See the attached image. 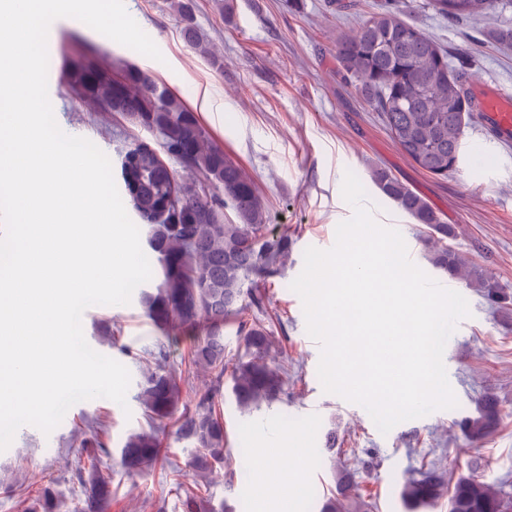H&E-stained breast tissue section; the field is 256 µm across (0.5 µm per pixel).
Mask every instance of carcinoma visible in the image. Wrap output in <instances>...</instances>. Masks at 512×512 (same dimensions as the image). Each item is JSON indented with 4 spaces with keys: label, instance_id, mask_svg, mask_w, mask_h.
I'll return each instance as SVG.
<instances>
[{
    "label": "carcinoma",
    "instance_id": "cac0c4a2",
    "mask_svg": "<svg viewBox=\"0 0 512 512\" xmlns=\"http://www.w3.org/2000/svg\"><path fill=\"white\" fill-rule=\"evenodd\" d=\"M512 0H432L436 12L454 20L484 14L496 2ZM339 74L354 83L378 112L400 150L415 165L436 177L456 170L464 156L463 131L476 104L465 80L471 73L452 68L436 42L416 25L383 10L361 21L338 41ZM74 96L126 115L150 131L152 146L133 143L122 156V189L139 221L148 251L160 272L155 282L140 289L139 302L158 331L156 344L146 352L155 368L139 384L137 400L145 424L130 431L120 447V465L141 475L157 464L177 470L163 449L162 436L175 428L176 440L192 449L190 467L197 479L181 495L182 512H224L202 495L208 476L224 466V375H230L231 394L241 408L279 401L286 394L288 367L269 364L274 330L244 310H264L266 282L280 271L288 255V235L269 234L266 208L254 183L224 149L208 141L196 113L183 106L168 88L139 71H130L116 88L112 78L91 61L74 66ZM181 164L196 181L179 180L159 158ZM373 179L429 236L452 234L437 212L419 195L385 171ZM231 210L237 222L225 219ZM433 267L451 279L480 289L497 304L503 289L469 267L446 244L435 246ZM236 323L242 352L226 359L224 327ZM189 342L191 363L208 372L209 384L184 401L179 378L168 366L167 347ZM498 399L485 394L477 416L465 417L460 427L467 440L479 443L500 423ZM73 478L81 487V505L68 507L53 492L42 489L25 512H103L112 502V479L99 467L110 454L109 414L74 432ZM449 495V512H512V492L473 477L445 484L431 464L417 478L406 480L402 497L414 510L434 507Z\"/></svg>",
    "mask_w": 512,
    "mask_h": 512
}]
</instances>
